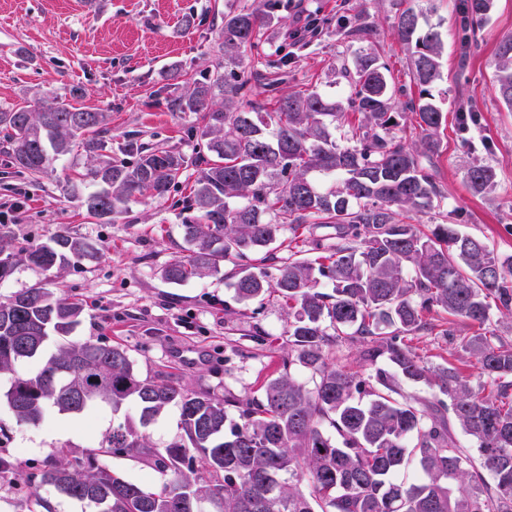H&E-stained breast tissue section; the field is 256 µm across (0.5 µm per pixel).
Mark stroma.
<instances>
[{"instance_id":"obj_1","label":"stroma","mask_w":512,"mask_h":512,"mask_svg":"<svg viewBox=\"0 0 512 512\" xmlns=\"http://www.w3.org/2000/svg\"><path fill=\"white\" fill-rule=\"evenodd\" d=\"M251 2L96 0L85 9L80 0H0V109L55 96L110 112L112 157L130 134L191 156L199 147L189 130L201 126L200 114L170 111L157 90L180 92L185 80L219 64L225 74H245L251 100L268 108L287 89H314L342 101L347 69L357 53L372 49L390 70L395 101L408 102L417 89L394 25L398 12L412 7L438 25L444 43L441 77L430 92L445 120L433 157L440 205L404 219L421 229L456 224L499 256L512 255V112L493 87L497 46L512 35V0H493L487 21L472 32L459 23L463 0H259L273 24L241 63L225 61L224 15ZM361 14L373 28L365 41L347 35ZM470 108L474 116L465 117ZM475 159L497 171L490 192L473 193L467 184ZM199 173L188 167L168 198L133 204L123 218L101 224L62 196L58 180L65 170L19 174L0 152V222L15 246L44 244L67 231L98 248L94 260L47 273L19 264L0 283V300L43 285L83 303L74 337L125 346L142 374H167L220 397L259 395L286 355L277 296L238 302L229 263L182 285L162 277L181 254L184 202ZM335 241V225L306 224L282 232L269 251L279 259H312L319 246ZM124 415L135 419L139 412L132 404L118 415L107 407L78 416L50 408L32 425L17 423L0 406V512H90L86 503L28 484L27 477L57 449L85 457Z\"/></svg>"}]
</instances>
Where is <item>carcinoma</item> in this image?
<instances>
[{
    "label": "carcinoma",
    "instance_id": "cac0c4a2",
    "mask_svg": "<svg viewBox=\"0 0 512 512\" xmlns=\"http://www.w3.org/2000/svg\"><path fill=\"white\" fill-rule=\"evenodd\" d=\"M492 0H464L462 23L478 26ZM411 7L396 21L408 52L418 101L396 103L388 67L373 51L360 53L347 105L361 116L349 142L332 129L341 103L312 91L286 90L271 112L245 100L248 80H229L216 66L185 81L166 99L174 112H200L208 155L154 149L135 137L120 146L134 158L95 164L109 147L110 115L56 100L0 110L11 167L33 175L57 158L82 152L89 183L87 213L110 223L145 198L162 199L188 167L205 168L195 181L182 224L188 254L163 276L181 285L238 268L240 302L273 291L287 310L283 370L260 398H222L156 374L142 376L126 347L71 337L82 304L41 285L0 301V375L12 376L0 395L20 423L40 422L49 407L80 415L93 407L139 411L138 431L125 420L112 426L83 459L62 453L34 473L40 485L87 503L93 512H512V346L492 329L493 311L512 317V262L455 224L426 233L399 219L402 211L434 208L441 191L420 155L439 150L443 113L429 87L440 77V33L423 27ZM271 17L259 7L224 15V56L237 60L254 45ZM494 90L512 109V36L498 45ZM415 114L420 141L398 136L402 109ZM493 166L473 163L471 190L494 186ZM334 224L336 244L325 260L282 258L274 270L245 263L266 251L285 227ZM0 233V283L19 256L43 271L91 260L94 246L63 232L51 242L15 250ZM328 287L320 288V282ZM450 317L443 335L480 365L491 389H472L459 366L435 364L411 345L432 330L429 315ZM461 320L478 327L459 336ZM58 339L54 352L47 342ZM358 342L359 357L386 358L395 372L363 376L329 360L333 348ZM31 359L40 368L20 375ZM423 384L432 397L405 395L399 380ZM180 410V435L164 448L144 429L169 406ZM471 437L465 448L457 431ZM126 456L165 476L151 488L108 463Z\"/></svg>",
    "mask_w": 512,
    "mask_h": 512
}]
</instances>
